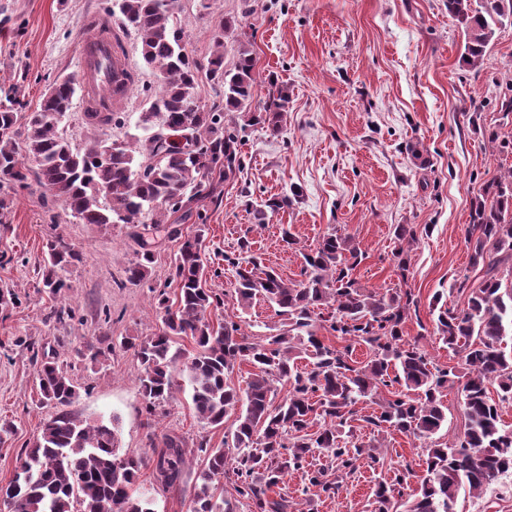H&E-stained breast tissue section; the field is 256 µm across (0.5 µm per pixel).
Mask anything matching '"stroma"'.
Masks as SVG:
<instances>
[{
  "instance_id": "stroma-1",
  "label": "stroma",
  "mask_w": 512,
  "mask_h": 512,
  "mask_svg": "<svg viewBox=\"0 0 512 512\" xmlns=\"http://www.w3.org/2000/svg\"><path fill=\"white\" fill-rule=\"evenodd\" d=\"M185 47L199 63L213 49L215 23L240 26L224 40V66L233 68L239 43L256 58L259 97L270 76L288 86L282 129L245 131L244 168L224 182L218 200L203 201V280L223 292L232 278L225 255L252 254L283 278L296 279L302 252L326 233L355 238L363 258L353 275L368 288L407 289L418 301L404 337L419 340L436 365L456 360L434 335L430 314L436 292L448 304L453 279L469 273L465 230L471 203L485 183L512 168V114L497 103L512 90V26L503 25L482 68L462 64L464 42L446 0H178ZM121 27L112 0H0V90L17 88L20 116L39 109L50 85L78 76L89 14ZM122 28V27H121ZM125 30V29H124ZM125 64L135 82L116 102L113 139L135 134L140 113L158 92V71L145 65L141 37L126 29ZM276 196L288 204L256 223L254 211ZM0 221V422L14 432L0 443V487L14 476L25 448L40 435L52 406L40 403L39 362L64 364L78 384L72 413L113 420L122 453L144 459L137 493L155 512H187L200 462L188 457L179 486L155 481L149 440L167 433L207 437L222 446L232 419L204 425L189 392L148 415L136 387L141 366L128 342L155 333L160 313L148 288L125 284L136 245L121 224H80L37 184L9 194ZM412 228L416 242L399 271L393 255L396 225ZM290 230L295 245L282 240ZM63 236L81 259L68 268L71 288L58 296L43 288L39 269L45 244ZM67 306L71 318L52 312ZM355 441L384 445L383 460L363 454L335 495L305 488L292 472L280 493L299 498L302 512H374L378 482L418 466L420 443L398 432L374 431L372 402L358 404Z\"/></svg>"
}]
</instances>
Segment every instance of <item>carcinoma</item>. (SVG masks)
<instances>
[{
    "instance_id": "cac0c4a2",
    "label": "carcinoma",
    "mask_w": 512,
    "mask_h": 512,
    "mask_svg": "<svg viewBox=\"0 0 512 512\" xmlns=\"http://www.w3.org/2000/svg\"><path fill=\"white\" fill-rule=\"evenodd\" d=\"M448 14L461 27L462 61L484 63L487 48L503 21H512V0H447ZM124 25L141 36L144 62L163 68L161 87L150 97L139 119L143 135L128 140L94 139L76 149L59 126L70 110L76 82L65 78L44 95L39 110L28 115L23 140L14 91L0 98V188H26L29 175L64 203L80 224H128L138 249L125 271L126 281H149L156 242L142 231V218L164 225L167 238L179 240L173 260L175 298L152 288L164 312L154 336L132 345L142 370L136 385L152 415L170 403L187 382L198 418L213 427L234 416L231 439L212 448L202 438L193 442L165 434L151 442L157 456L156 480L164 488L179 485L188 448L196 449L202 468L188 512H300L286 495L269 492L290 471L302 470L306 487L325 494L339 489L327 469L309 468L315 453L336 464V472L357 468L363 446L344 445L359 402L371 400L380 412L369 419L376 429H394L423 442L420 488L406 512H455L462 493H480L512 475V426L501 409L512 405V170L484 185L471 207L465 241L469 263L480 275L465 276L449 292L465 294L462 307L441 302L435 329L457 365L440 367L420 348L404 339L403 327L415 301L408 291L381 293L362 287L353 277L361 251L353 238L328 233L304 254L301 279L286 280L252 257L230 255L224 262L234 272L228 293L244 310L257 297L277 307L278 333L252 341L232 317L211 322L207 314L223 305L222 298L202 287L203 227L183 233L193 216L192 204L219 198V188L242 166L243 126L280 132L288 87L272 89L262 108L251 111L256 97V60L240 44L234 67L224 69V35L236 23L222 18L213 32L219 51L202 68L181 52L185 32L163 0H119ZM207 79L224 88V106L207 109L197 88ZM243 113L244 125L224 123V113ZM90 125L105 129L114 113H85ZM26 156L34 167L20 161ZM398 267L406 271L408 246L415 241L406 224L395 228ZM79 260L74 247L57 236L46 244L43 286L54 293L71 288L61 275ZM509 279H504L503 273ZM346 345L337 349L319 336L320 323ZM195 344L185 356L179 340ZM364 345L370 359L351 358L352 347ZM311 362L300 365L298 360ZM247 361L255 373L246 388L230 380L235 366ZM41 398L55 413L44 424L32 447L24 450L14 479L5 489L9 512H155L148 496L134 495L143 460L120 452L115 430L104 420L72 415L69 406L76 386L63 366L47 361L37 371ZM462 381V435L452 443L434 436L447 420L443 391ZM287 394L276 400L278 387ZM494 388L497 399L489 396ZM233 453L226 452L227 448ZM231 476L230 495L215 481ZM393 486L375 491V512H394Z\"/></svg>"
}]
</instances>
